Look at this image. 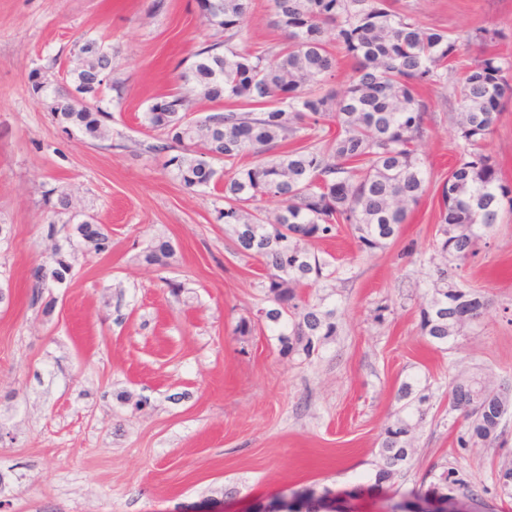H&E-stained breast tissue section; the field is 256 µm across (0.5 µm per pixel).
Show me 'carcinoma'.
Masks as SVG:
<instances>
[{"label": "carcinoma", "mask_w": 512, "mask_h": 512, "mask_svg": "<svg viewBox=\"0 0 512 512\" xmlns=\"http://www.w3.org/2000/svg\"><path fill=\"white\" fill-rule=\"evenodd\" d=\"M206 21L224 33L193 54L177 74L178 87L158 98L143 114V125L172 152L166 165L187 188H220L224 208L218 219L232 236L236 253L258 260L263 273L257 288L264 305L255 317L240 319L238 336L264 326L280 354L310 360L338 334L336 308L314 292L328 287L336 267L312 250L315 241L347 228L359 248L372 253L396 240L427 194L430 173L420 157L427 136L430 106L422 96L443 88L452 62L464 47L484 46L502 36L476 29L450 34L428 27L392 0H272L285 42L277 49L239 50L232 41L243 34L250 0H201ZM342 46L353 62L346 85L336 83V55ZM94 41L79 46L88 67L109 75L112 52ZM33 96L52 97L47 109L91 140H103L108 128L103 92L88 73H70V86L32 85ZM459 112L455 120L459 160L442 178V204L433 243L435 279L420 310V330L436 349L479 323L487 306L479 292L454 281L488 244L499 224L502 201L512 203V185L500 178L489 148L501 109L512 102V82L498 57L484 53L465 65L453 87ZM215 105L205 115L188 109L192 97ZM336 125V132L330 126ZM245 156L248 167L238 166ZM224 164V173L216 165ZM277 203L271 213L264 203ZM173 246L160 241L144 260L169 265ZM72 269L58 251L33 274L36 288L66 281ZM435 397L429 384L412 379L396 392V419L381 434L374 483L376 490L407 470L415 454L413 434L424 420L423 406ZM448 411L467 427L458 447L499 442L512 416V388L492 386L479 372L456 377L448 388ZM499 495L512 498V459L499 462ZM459 466L442 463L430 473L423 491L397 492L388 512H448L455 500L480 512L482 494ZM341 492H317L312 485L280 494L268 512H337Z\"/></svg>", "instance_id": "obj_1"}]
</instances>
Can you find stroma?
Returning <instances> with one entry per match:
<instances>
[{
  "instance_id": "stroma-1",
  "label": "stroma",
  "mask_w": 512,
  "mask_h": 512,
  "mask_svg": "<svg viewBox=\"0 0 512 512\" xmlns=\"http://www.w3.org/2000/svg\"><path fill=\"white\" fill-rule=\"evenodd\" d=\"M397 6L452 33L503 32L489 51L512 79V0ZM212 35L199 0H0V503L9 512H254L290 488L349 493L374 475L396 390L412 377L437 393L400 484L457 461L490 489L512 453V418L503 447L461 452L448 384L463 372L512 379V209L461 272L490 304L448 351L419 328L433 189L385 249L361 252L345 230L316 242L346 272L331 284L341 332L318 358L280 355L265 330L235 336L261 305L262 268L236 254L217 222L223 200L174 180L168 152L142 125L153 99L176 88L178 63ZM244 37L281 43L271 0H252ZM88 40L114 50L117 87L105 94L112 117L99 141L65 130L31 90L37 75L64 84L75 45ZM423 96V158L436 179L459 156L458 104L443 88ZM89 217L108 229L110 252L77 237ZM159 240L175 250L164 268L143 259ZM59 246L71 276L32 301L31 272ZM167 278L184 291L170 293Z\"/></svg>"
}]
</instances>
